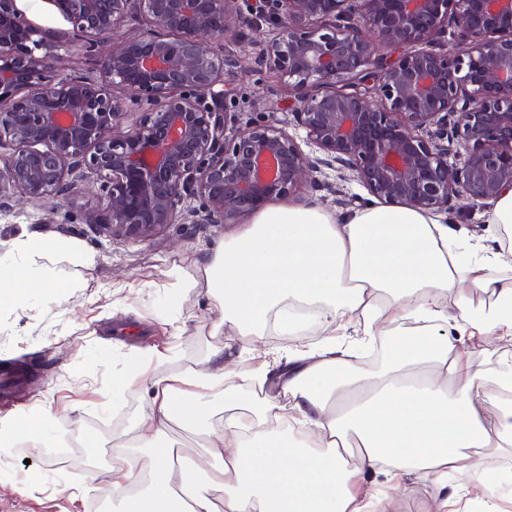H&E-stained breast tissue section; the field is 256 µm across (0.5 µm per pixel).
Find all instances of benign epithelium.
<instances>
[{
	"label": "benign epithelium",
	"mask_w": 512,
	"mask_h": 512,
	"mask_svg": "<svg viewBox=\"0 0 512 512\" xmlns=\"http://www.w3.org/2000/svg\"><path fill=\"white\" fill-rule=\"evenodd\" d=\"M97 52L99 75L57 74L60 44L0 0V206L56 207L91 174L83 221L146 239L168 224H234L346 170L380 202L443 211L512 189V0H51ZM276 33L260 60L294 91L296 126L227 134L220 42L244 22ZM134 11L149 30L125 35ZM451 35L458 53L436 49ZM397 50L390 60L382 50ZM371 81L377 95L338 85ZM146 104L128 113L111 89ZM463 146L461 165L449 147ZM199 202L186 206L188 200Z\"/></svg>",
	"instance_id": "obj_1"
}]
</instances>
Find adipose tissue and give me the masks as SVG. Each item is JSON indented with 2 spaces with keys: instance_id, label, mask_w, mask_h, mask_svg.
Returning a JSON list of instances; mask_svg holds the SVG:
<instances>
[{
  "instance_id": "adipose-tissue-1",
  "label": "adipose tissue",
  "mask_w": 512,
  "mask_h": 512,
  "mask_svg": "<svg viewBox=\"0 0 512 512\" xmlns=\"http://www.w3.org/2000/svg\"><path fill=\"white\" fill-rule=\"evenodd\" d=\"M467 238L442 214L379 203L346 215L271 204L226 236L198 277L175 285L205 289L217 329L259 365L232 374L218 346L212 369L166 375L170 356L139 354L127 382L145 386L150 409L114 450L120 512H388L365 489L373 473L400 488L425 475L437 512H448L457 497L448 479L467 449L512 447V404L487 418L483 381L450 342L512 340V281L489 274L512 268V249L460 252ZM82 254L73 240L22 233L0 252V304L56 297L55 258ZM475 289L492 302L475 305ZM311 324L327 331L318 347L279 355L257 345L267 331L299 336ZM351 326L385 338L381 364L343 350L336 333ZM174 426L204 439L198 463L174 464L172 449L158 447ZM12 428L30 447L75 437L48 408Z\"/></svg>"
}]
</instances>
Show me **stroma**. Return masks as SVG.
<instances>
[{
  "instance_id": "stroma-1",
  "label": "stroma",
  "mask_w": 512,
  "mask_h": 512,
  "mask_svg": "<svg viewBox=\"0 0 512 512\" xmlns=\"http://www.w3.org/2000/svg\"><path fill=\"white\" fill-rule=\"evenodd\" d=\"M16 6L25 21L54 32L64 43L65 74L92 70L88 40L75 39L72 24L51 0H16ZM273 34L271 25L246 23L223 42L224 56L232 61L224 70L231 90L225 109L237 127L253 122L282 125L292 119V92L259 60L263 43ZM327 177L336 194L300 190L288 196V203L340 213L370 203L358 181L338 179L332 170ZM98 191V184H88L74 202L52 211L34 204L0 209V242L37 231L74 240L92 258L88 265L70 258L55 261L53 274L65 284L55 300L39 298L23 308H0V365L9 363L31 374L30 382L16 389L19 407L51 406L72 430L93 438L73 454L60 447H21L0 459V472L7 477L0 482V512H93L98 496L112 490L108 468L114 446L121 443L128 423L150 405L145 389H120L135 351L169 350L176 373L203 367L216 346L232 341L227 334H215L212 300L202 289H187L174 302L168 299L170 270L197 276L231 225L170 224L145 240L111 238L82 220L84 204L96 202ZM452 342L457 350L469 352L474 370L487 379L485 408L488 416H495L502 396L489 381L512 359V341L476 346L456 336ZM486 470L512 471V455H471L467 473L456 478L470 512L486 508L473 480ZM436 507L431 483L415 476L406 490L393 491L390 512H436Z\"/></svg>"
}]
</instances>
